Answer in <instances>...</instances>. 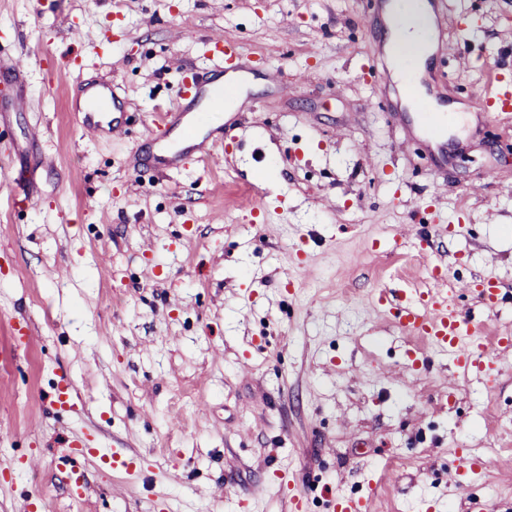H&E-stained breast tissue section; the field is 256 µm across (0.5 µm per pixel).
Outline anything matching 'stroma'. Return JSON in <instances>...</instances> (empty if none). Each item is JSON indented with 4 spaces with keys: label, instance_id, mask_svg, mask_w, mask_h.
<instances>
[{
    "label": "stroma",
    "instance_id": "obj_1",
    "mask_svg": "<svg viewBox=\"0 0 512 512\" xmlns=\"http://www.w3.org/2000/svg\"><path fill=\"white\" fill-rule=\"evenodd\" d=\"M372 8L0 0V512H289L291 476L305 512H512V466L453 463L512 458V365L458 376L369 305L434 262L497 281L495 310L456 303L512 336V114L467 117L438 154L383 111L394 84L357 76ZM216 31L251 70L241 140L219 165L133 168ZM446 41L440 97L457 103L512 69V0H456ZM92 83L125 99L122 135L84 134ZM76 439L91 452L75 473Z\"/></svg>",
    "mask_w": 512,
    "mask_h": 512
}]
</instances>
